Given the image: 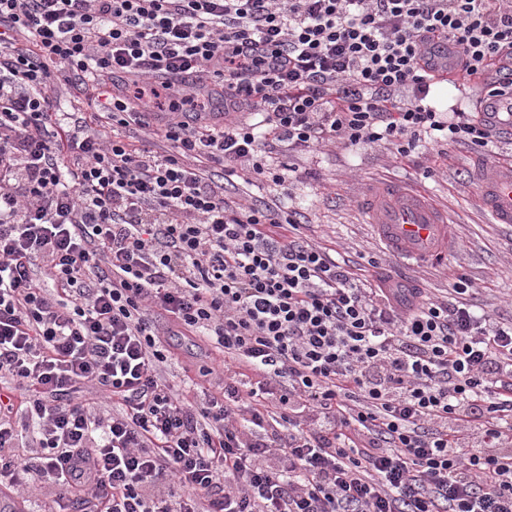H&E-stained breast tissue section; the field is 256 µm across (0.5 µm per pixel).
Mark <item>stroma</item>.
<instances>
[{
    "label": "stroma",
    "mask_w": 512,
    "mask_h": 512,
    "mask_svg": "<svg viewBox=\"0 0 512 512\" xmlns=\"http://www.w3.org/2000/svg\"><path fill=\"white\" fill-rule=\"evenodd\" d=\"M479 159L466 146L443 151L428 144L401 158L382 144H339L313 155H297L294 162L307 176L287 181L280 199L304 216V237L332 247L337 260L366 270L369 279L388 272L443 299L453 280L462 276L474 287L469 301L475 309L508 320L512 318V226L492 223L475 202ZM385 179L416 185L447 212L451 242L442 262L407 270L378 242L360 200L372 184ZM218 357L204 340L182 339L165 376L175 385L192 380L205 391H219L222 382L210 372Z\"/></svg>",
    "instance_id": "obj_1"
}]
</instances>
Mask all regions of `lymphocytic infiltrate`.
<instances>
[{
    "label": "lymphocytic infiltrate",
    "mask_w": 512,
    "mask_h": 512,
    "mask_svg": "<svg viewBox=\"0 0 512 512\" xmlns=\"http://www.w3.org/2000/svg\"><path fill=\"white\" fill-rule=\"evenodd\" d=\"M454 73L512 94V0H0V487L48 479L66 512H512V321L463 277L449 302L371 285L224 188L336 142L493 156L495 124L426 102ZM62 85L97 111H58ZM176 335L223 354L222 397L164 377Z\"/></svg>",
    "instance_id": "lymphocytic-infiltrate-1"
}]
</instances>
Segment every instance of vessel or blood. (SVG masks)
I'll return each instance as SVG.
<instances>
[{"label":"vessel or blood","instance_id":"1","mask_svg":"<svg viewBox=\"0 0 512 512\" xmlns=\"http://www.w3.org/2000/svg\"><path fill=\"white\" fill-rule=\"evenodd\" d=\"M481 111L503 117L502 130L512 132V96L485 100ZM478 205L493 223L512 224V159L495 162L476 186ZM377 239L409 268L437 262L448 253V220L437 204L418 189L386 181L365 201Z\"/></svg>","mask_w":512,"mask_h":512}]
</instances>
